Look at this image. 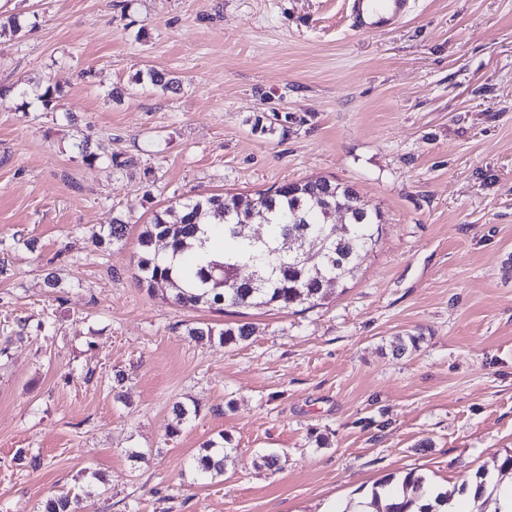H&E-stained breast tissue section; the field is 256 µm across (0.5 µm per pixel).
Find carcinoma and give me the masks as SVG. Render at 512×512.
I'll return each mask as SVG.
<instances>
[{
    "label": "carcinoma",
    "instance_id": "obj_1",
    "mask_svg": "<svg viewBox=\"0 0 512 512\" xmlns=\"http://www.w3.org/2000/svg\"><path fill=\"white\" fill-rule=\"evenodd\" d=\"M137 81L163 91L175 90L179 80L167 73L149 69L138 76ZM345 208L349 215L348 231L336 234V206ZM233 213L237 224L224 226V234L231 248L224 251V261H207L196 269L191 285L185 286L174 277L170 263L158 258L156 244L166 241L173 254L191 247L188 239L197 236L200 225L207 218ZM264 224L279 232L282 239L293 240L307 234L328 238L325 247H320L307 262L299 263L286 257L279 259L268 250H255L250 235L251 226ZM381 213L365 211L357 194L335 179L325 178L317 182L283 183L254 195L226 193L211 196L193 203H178L153 215L149 224L138 237L140 255L137 261L139 281L151 293L161 291L171 295L174 303L194 308L206 304L217 311L226 307L272 306L290 310L306 305L313 308L323 299L325 278L333 276L336 283L343 284L353 276L361 255L375 246L379 238ZM127 234V223L114 218L100 226L94 233L97 242L107 240L119 242ZM251 263L259 272L260 286L237 281V266ZM253 326L241 323L220 331L205 323L188 330V336L197 342L211 341L217 337L224 344H236L253 335ZM421 336L405 333L396 337L393 352L402 355L417 347ZM228 454L224 446L210 442L203 452L194 457L191 469L198 477L217 476L224 473ZM426 478L414 471L402 480L403 492L410 493L399 503H394L386 512H436L434 505H443L455 495L456 490L440 492L435 504H423L413 508L427 494ZM79 494L60 493L46 499L43 512H73Z\"/></svg>",
    "mask_w": 512,
    "mask_h": 512
}]
</instances>
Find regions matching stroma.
Wrapping results in <instances>:
<instances>
[{"label": "stroma", "mask_w": 512, "mask_h": 512, "mask_svg": "<svg viewBox=\"0 0 512 512\" xmlns=\"http://www.w3.org/2000/svg\"><path fill=\"white\" fill-rule=\"evenodd\" d=\"M416 2L357 33L348 0H0L20 25L0 37V337L27 322L0 357V512L96 473L83 512H348L413 470L512 477V0ZM149 65L179 90L136 84ZM323 176L383 226L320 305L188 310L139 285L154 212ZM115 217L125 241L94 244ZM199 322L255 332L201 345ZM219 439L224 473L196 477Z\"/></svg>", "instance_id": "stroma-1"}]
</instances>
